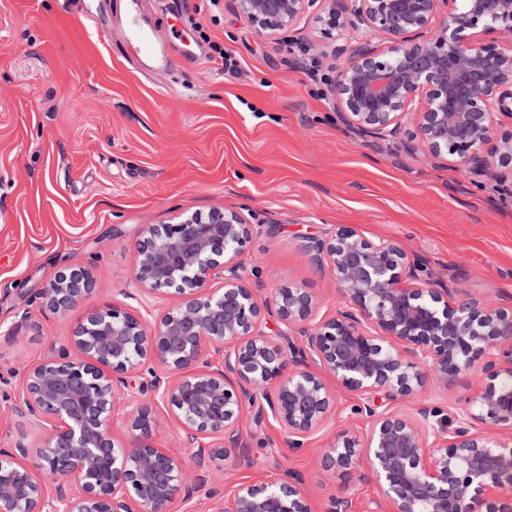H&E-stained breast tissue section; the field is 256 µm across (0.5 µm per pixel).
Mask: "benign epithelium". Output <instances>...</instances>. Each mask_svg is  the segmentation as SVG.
Here are the masks:
<instances>
[{
    "instance_id": "obj_1",
    "label": "benign epithelium",
    "mask_w": 512,
    "mask_h": 512,
    "mask_svg": "<svg viewBox=\"0 0 512 512\" xmlns=\"http://www.w3.org/2000/svg\"><path fill=\"white\" fill-rule=\"evenodd\" d=\"M269 39L314 18L346 61L332 95L345 121L380 138L407 131L406 148L477 176L512 172V0H236ZM383 36L386 49L353 40ZM254 231L235 210L146 224L134 269L140 302L177 297L154 315L124 303L87 313L70 346L27 369L16 414L44 426L41 444L20 435L0 448V512H174L203 473L243 450L246 404L263 383L261 415L294 445L325 431L339 389L360 396L366 423L324 449L327 471L364 468L381 491L368 512H512V305L456 298L440 276L422 277L421 256L399 241L364 238L336 224L306 240L317 267L345 296L332 315L303 285L284 280L270 296L242 256ZM220 287H213L214 283ZM96 285L79 266L41 291L71 311ZM276 318V332L262 330ZM212 352L214 362L206 357ZM476 378L467 404L409 412L372 395L413 398L432 379ZM162 405L184 447L159 448L157 425L134 398ZM125 418L126 438L112 421ZM210 512H312L297 476L236 485Z\"/></svg>"
}]
</instances>
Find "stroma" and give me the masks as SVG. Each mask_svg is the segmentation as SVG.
<instances>
[{"label": "stroma", "mask_w": 512, "mask_h": 512, "mask_svg": "<svg viewBox=\"0 0 512 512\" xmlns=\"http://www.w3.org/2000/svg\"><path fill=\"white\" fill-rule=\"evenodd\" d=\"M220 7L215 26L208 0H186L181 10L236 52L235 78L193 64L207 49L172 15L170 0H144L178 60L157 70L115 53L59 0H0V448L22 432L41 441L42 431L14 412L24 372L66 345L84 314L131 289L146 224L241 210L257 226L244 261L259 266L264 290L288 277L322 298L327 313L344 297L304 239L333 224L371 241L400 239L462 295L512 298V184L473 179L350 127L332 98L313 97L303 73L306 59H319L326 91L338 64L314 24L271 40L233 0ZM72 265L90 268L96 286L61 317L40 291ZM472 382L463 375L446 389L427 385L398 407L422 401L451 411L467 403ZM258 412L248 409L247 452L216 462L179 512H207L211 495L291 472L314 512L335 496L364 512L375 485L322 468L333 431L294 448Z\"/></svg>", "instance_id": "stroma-1"}]
</instances>
